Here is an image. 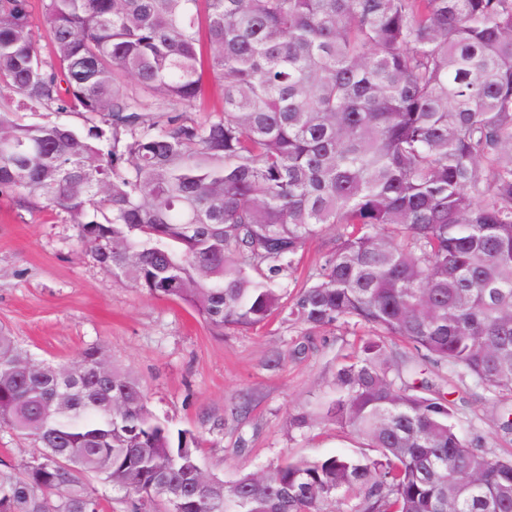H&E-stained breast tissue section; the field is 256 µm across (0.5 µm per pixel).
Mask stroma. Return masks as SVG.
Instances as JSON below:
<instances>
[{
	"mask_svg": "<svg viewBox=\"0 0 512 512\" xmlns=\"http://www.w3.org/2000/svg\"><path fill=\"white\" fill-rule=\"evenodd\" d=\"M38 359L76 360L93 344L132 370L154 410L173 430L204 433V469L224 481L286 460L350 451L355 440L319 424L289 434L288 418L328 391L337 365L352 357L359 328L339 325L303 336L281 320L253 331L215 335L189 309L117 281L81 250L68 215L0 200V327ZM305 350H298V343ZM282 359L270 368L273 352ZM454 422L487 452L512 455L498 433L512 396L473 388L450 376ZM224 428L212 431L213 420Z\"/></svg>",
	"mask_w": 512,
	"mask_h": 512,
	"instance_id": "stroma-1",
	"label": "stroma"
}]
</instances>
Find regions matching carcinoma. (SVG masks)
<instances>
[{"label":"carcinoma","instance_id":"1","mask_svg":"<svg viewBox=\"0 0 512 512\" xmlns=\"http://www.w3.org/2000/svg\"><path fill=\"white\" fill-rule=\"evenodd\" d=\"M43 8L48 57L30 0H0V197L67 213L114 277L219 336L363 329L288 434L330 422L376 455L226 483L103 345L62 368L1 329L0 429L35 451L0 460V512H102L92 480L130 512H512V456L461 436L420 365L512 392V0Z\"/></svg>","mask_w":512,"mask_h":512}]
</instances>
